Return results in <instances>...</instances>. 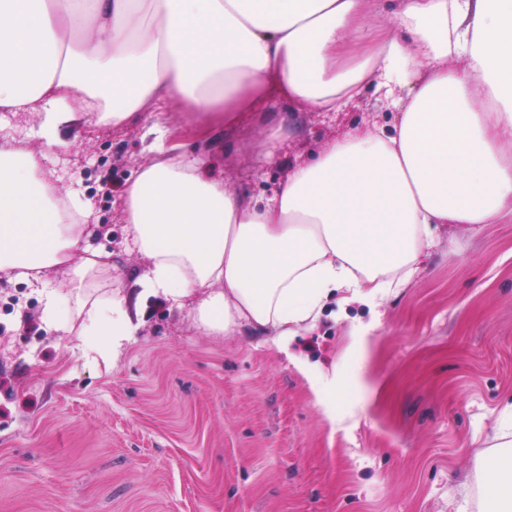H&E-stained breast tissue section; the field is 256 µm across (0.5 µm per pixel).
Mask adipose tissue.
Instances as JSON below:
<instances>
[{"label": "adipose tissue", "mask_w": 512, "mask_h": 512, "mask_svg": "<svg viewBox=\"0 0 512 512\" xmlns=\"http://www.w3.org/2000/svg\"><path fill=\"white\" fill-rule=\"evenodd\" d=\"M366 84L397 110L391 130L332 141L262 205L155 128L126 194L139 295L190 304L211 333L284 345L332 297L404 287L440 225L512 216V0H396L387 23L379 0H0V112L37 113L48 147L158 98L231 126L272 87L333 112ZM41 157L0 145V273L39 284L47 332L80 319L84 353L113 363L136 331L130 298L111 262L76 257L86 206ZM69 261L81 293L42 286ZM477 471L480 512H512V404Z\"/></svg>", "instance_id": "ef3b65f1"}]
</instances>
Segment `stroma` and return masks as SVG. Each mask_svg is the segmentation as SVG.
<instances>
[{
	"label": "stroma",
	"instance_id": "obj_1",
	"mask_svg": "<svg viewBox=\"0 0 512 512\" xmlns=\"http://www.w3.org/2000/svg\"><path fill=\"white\" fill-rule=\"evenodd\" d=\"M396 116L372 86L334 112L275 93L231 127L159 101L63 129L42 165L87 202L83 248L109 254L134 295L126 190L153 125L264 200L295 164ZM440 236L406 287L373 309L328 303L283 348L249 327L210 335L189 307L149 299L110 367L77 332L45 333L39 293L0 274V512H478L476 460L512 402V218Z\"/></svg>",
	"mask_w": 512,
	"mask_h": 512
}]
</instances>
